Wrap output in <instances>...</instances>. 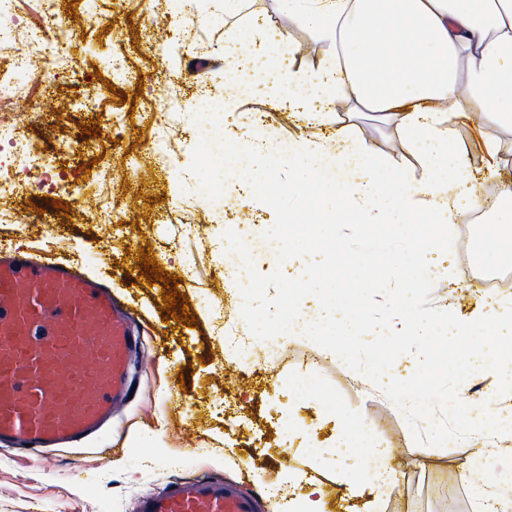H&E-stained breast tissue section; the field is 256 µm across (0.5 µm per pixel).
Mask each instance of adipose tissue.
<instances>
[{"mask_svg": "<svg viewBox=\"0 0 512 512\" xmlns=\"http://www.w3.org/2000/svg\"><path fill=\"white\" fill-rule=\"evenodd\" d=\"M283 13L294 16L315 38L334 43L336 53L318 59L306 72L292 71L288 45L276 38L274 27L257 20L249 34L225 33V53L236 62L225 78L233 87L246 81L250 43L277 41L275 57L265 67L264 82L289 105L307 108L312 126H326L344 100L384 117H395L403 139L422 158L420 172L391 168L377 154L361 149L349 134L325 151L303 140L295 148L307 162L296 182L279 183L272 170L280 154L265 133H257L230 150L236 171L250 179L253 198L284 194L310 198L323 219L352 212L359 223L385 224L391 238L404 244L392 257L394 265L410 269L409 290L432 277L421 260L424 246H447L448 229L480 198L470 188V168L454 138L462 94H469L487 122L512 126V0H279ZM468 67V83L460 85L459 64ZM506 204L487 229L484 259L512 262V245L500 241L512 234V183L501 189ZM427 215L417 226V214ZM435 343L462 340L458 395L466 397L474 378L493 380L495 399H512V302L486 307L469 323L445 315L440 324L416 313ZM495 327L497 338L482 335ZM459 426L500 444L512 455V408L495 418L478 413L458 417ZM321 462L336 466L354 488L385 493L395 474L384 466L380 448L361 425H344L333 446L317 451ZM381 459L376 471L365 469L364 456Z\"/></svg>", "mask_w": 512, "mask_h": 512, "instance_id": "obj_1", "label": "adipose tissue"}]
</instances>
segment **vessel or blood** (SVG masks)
I'll return each instance as SVG.
<instances>
[{
  "label": "vessel or blood",
  "mask_w": 512,
  "mask_h": 512,
  "mask_svg": "<svg viewBox=\"0 0 512 512\" xmlns=\"http://www.w3.org/2000/svg\"><path fill=\"white\" fill-rule=\"evenodd\" d=\"M139 338L108 283L0 251V441L54 448L99 432L132 389ZM137 512H258L220 479L139 497Z\"/></svg>",
  "instance_id": "b4317fda"
}]
</instances>
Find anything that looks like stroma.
Masks as SVG:
<instances>
[{"label":"stroma","instance_id":"obj_1","mask_svg":"<svg viewBox=\"0 0 512 512\" xmlns=\"http://www.w3.org/2000/svg\"><path fill=\"white\" fill-rule=\"evenodd\" d=\"M91 8L89 17L76 21L60 9L58 20L69 32L65 51H42L53 88L15 105L22 134L50 168L22 174L15 192L0 196V215L11 217L0 222V247L74 261L89 277L110 280L139 321L145 357L135 397L111 428L81 447L52 456L0 448V512H135L143 493L189 475L221 479L257 496L260 512H284L283 501L269 495L276 484L288 485L295 496L321 489L323 512H366L372 500L378 512H477L463 481L475 435L438 448L417 443L383 389L356 380L348 365L315 351L306 339L280 338L273 359L255 347L246 366L235 364L225 345L226 336H245L250 328L241 290L224 276L219 243L228 227L269 229L275 213L249 200L247 180L226 169L223 150L211 141L215 134L239 138L245 132L224 122L232 93L224 83V27L242 29L253 17H266L293 43L295 71L313 68L325 49L280 11L278 0H242L230 19L224 0H93ZM202 35L209 56L203 67L195 63L194 43ZM104 55L125 65L126 78L111 94L124 114L120 125L80 107L86 95L106 87L98 78ZM202 84L216 101L207 110L194 101ZM236 106L242 117L259 115L263 128L292 143L313 133L302 113L276 98L256 95ZM462 111L455 137L476 191L485 197L512 180V128L490 126L470 98H463ZM88 125L96 135L85 133ZM341 127L391 165L419 168L395 123L344 108L323 136L325 147H334ZM489 135L503 149L494 172L481 152ZM106 149L112 160L104 167L96 159ZM94 177L103 184L101 195L83 190L71 197V190ZM216 188L224 192L220 212L208 205ZM57 200L68 205L67 214L54 208ZM483 231L480 224H457L447 249L424 256L435 269L432 306L451 298L461 321L495 299L474 259ZM145 248L176 276L193 326L164 321L165 283L140 279ZM189 252L196 260L191 276L184 272ZM347 422L364 425L388 449L400 475L379 499L351 489L311 452L312 446L330 445ZM102 448L109 449L108 457L99 456Z\"/></svg>","mask_w":512,"mask_h":512}]
</instances>
